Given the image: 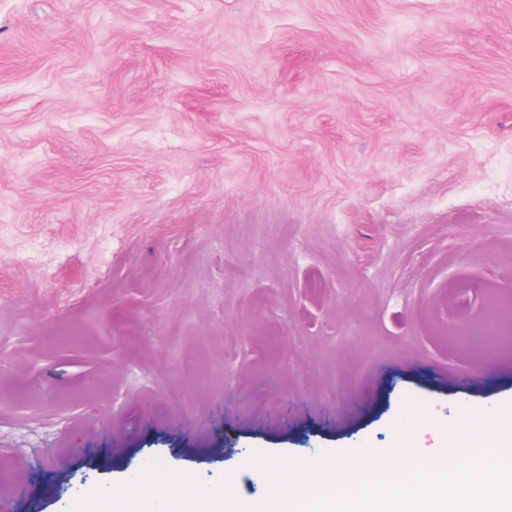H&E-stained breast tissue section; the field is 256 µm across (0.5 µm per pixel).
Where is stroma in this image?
<instances>
[{
	"mask_svg": "<svg viewBox=\"0 0 512 512\" xmlns=\"http://www.w3.org/2000/svg\"><path fill=\"white\" fill-rule=\"evenodd\" d=\"M489 289L512 0H0V512L491 436Z\"/></svg>",
	"mask_w": 512,
	"mask_h": 512,
	"instance_id": "1",
	"label": "stroma"
}]
</instances>
